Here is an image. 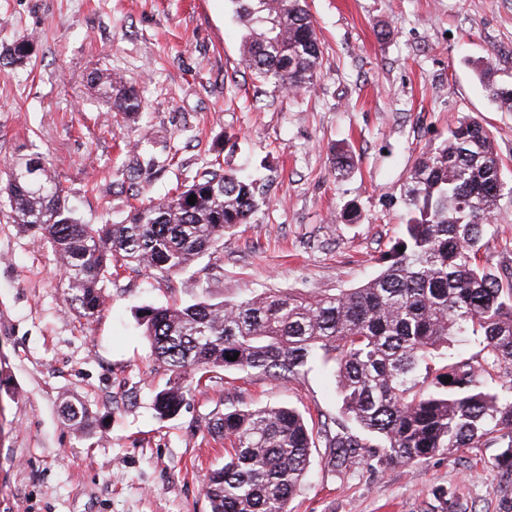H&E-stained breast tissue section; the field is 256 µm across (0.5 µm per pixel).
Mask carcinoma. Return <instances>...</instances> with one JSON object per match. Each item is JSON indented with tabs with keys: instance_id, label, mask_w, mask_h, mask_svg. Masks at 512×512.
<instances>
[{
	"instance_id": "obj_1",
	"label": "carcinoma",
	"mask_w": 512,
	"mask_h": 512,
	"mask_svg": "<svg viewBox=\"0 0 512 512\" xmlns=\"http://www.w3.org/2000/svg\"><path fill=\"white\" fill-rule=\"evenodd\" d=\"M227 2L244 29L240 64L264 85L310 89L321 49L305 0ZM33 49V37L19 34L4 56L23 65ZM475 70L487 98L512 112V85L492 79L493 60ZM92 81L112 111L143 113L141 97L119 74L97 70ZM4 175L0 197L9 219L51 244L86 318L102 310L103 282L117 259L152 274L179 273L217 253L224 235L248 223L266 199L258 180L218 162L172 195L133 208L120 224H85L40 156L10 162ZM501 191L489 132L464 118L414 167L401 237L366 284L309 300L269 292L236 303L145 309L139 324L151 354L171 372L155 396L156 415L178 413L194 372L220 368L299 381L320 367L335 380L344 420L360 430L343 424L327 439L335 465L353 462L358 448L391 465L496 444L503 448L499 464L512 469V382L499 389L481 381L512 367V281L503 283L481 258ZM455 336L478 337L480 359L458 358L446 365L451 382L417 390L428 359ZM234 354L237 360L227 359ZM64 416L80 426L87 410L70 402ZM211 430L224 438V464L204 485L210 512H289L314 444L302 414L232 405L216 414Z\"/></svg>"
}]
</instances>
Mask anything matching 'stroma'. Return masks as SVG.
<instances>
[{
  "label": "stroma",
  "mask_w": 512,
  "mask_h": 512,
  "mask_svg": "<svg viewBox=\"0 0 512 512\" xmlns=\"http://www.w3.org/2000/svg\"><path fill=\"white\" fill-rule=\"evenodd\" d=\"M322 50L308 92L264 87L239 63L243 34L226 0H0V44L34 34L24 67L0 60V167L39 152L77 217L118 222L222 163L260 173L268 203L218 254L167 278L120 267L104 307L81 315L50 245L0 209V512H210L209 470L224 441L209 423L232 395L292 406L313 431L292 512H512L499 448H451L405 465L329 463L341 416L333 382L214 369L172 418L170 377L138 325L143 308L268 291L312 298L356 288L400 237L417 158L465 117L489 130L511 188L483 260L512 275V112L491 105L470 61L512 82V0H308ZM99 69L135 86L145 114L110 111ZM357 163L336 170L335 150ZM85 406L83 427L66 421Z\"/></svg>",
  "instance_id": "obj_1"
}]
</instances>
